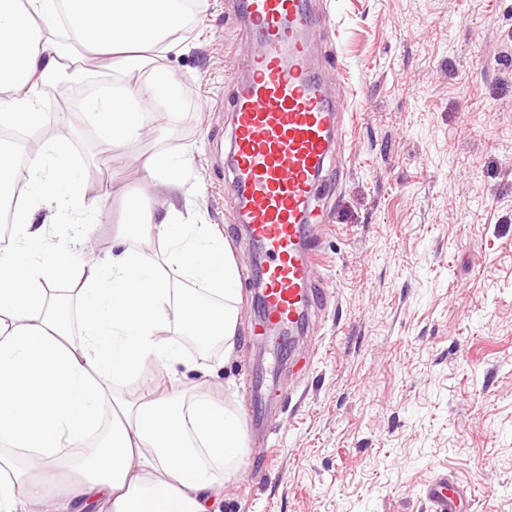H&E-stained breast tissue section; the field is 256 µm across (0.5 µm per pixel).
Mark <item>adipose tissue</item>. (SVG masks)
<instances>
[{
	"instance_id": "obj_1",
	"label": "adipose tissue",
	"mask_w": 512,
	"mask_h": 512,
	"mask_svg": "<svg viewBox=\"0 0 512 512\" xmlns=\"http://www.w3.org/2000/svg\"><path fill=\"white\" fill-rule=\"evenodd\" d=\"M177 39H196L183 0H0V126L39 128L41 96L79 57L123 78L111 96L82 107L101 146L137 147L181 108V86L164 63ZM185 163L160 152L145 158L141 181L160 204L125 190V223L142 247L88 249L75 260L66 247H47L36 216L82 223L87 205L107 203V190L81 178L67 141L24 158L0 141V200L26 204L12 216L19 244L0 249V512H68L87 498L97 512H209L221 481L238 473L247 446L238 414L208 392L185 402L181 389L187 374L212 369L177 335L221 338L232 357L240 303L238 265L218 226L194 222L182 203ZM155 243L161 252H151ZM59 275L74 297L54 294ZM72 299L76 340L60 311ZM122 378L140 379L135 399L115 394ZM51 486L62 489L58 501Z\"/></svg>"
}]
</instances>
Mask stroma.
Here are the masks:
<instances>
[{"instance_id": "obj_1", "label": "stroma", "mask_w": 512, "mask_h": 512, "mask_svg": "<svg viewBox=\"0 0 512 512\" xmlns=\"http://www.w3.org/2000/svg\"><path fill=\"white\" fill-rule=\"evenodd\" d=\"M209 0L195 48L165 63L183 88L170 126L145 149L189 158L181 176L200 224L226 230V101L249 42ZM328 83L347 93L339 164L325 172L332 232L319 282L329 298L308 335L274 350L252 332L241 288L237 353H196L211 392L247 435L215 512H432L427 482L472 487L469 512H512V0H316ZM71 98L43 97L75 170L136 184L137 153H101ZM269 407L257 438L244 372Z\"/></svg>"}]
</instances>
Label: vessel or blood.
Wrapping results in <instances>:
<instances>
[{
  "label": "vessel or blood",
  "instance_id": "obj_1",
  "mask_svg": "<svg viewBox=\"0 0 512 512\" xmlns=\"http://www.w3.org/2000/svg\"><path fill=\"white\" fill-rule=\"evenodd\" d=\"M252 45L231 97L226 189L238 203L248 243L259 251L262 328L298 329L324 309L316 272L320 239L311 232L323 172L346 136L347 104L327 83L315 37L322 16L314 0H231ZM433 512H461L472 493L448 478L429 481Z\"/></svg>",
  "mask_w": 512,
  "mask_h": 512
}]
</instances>
